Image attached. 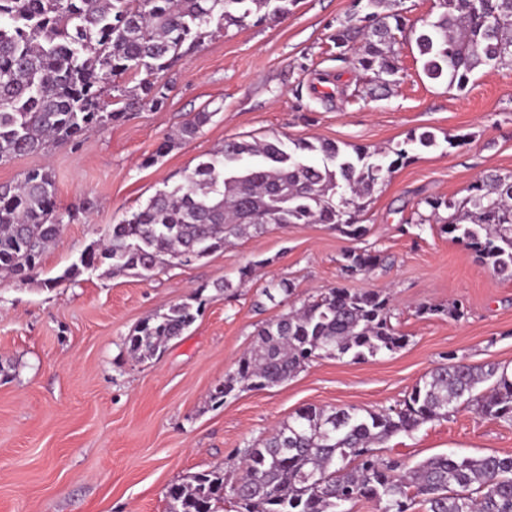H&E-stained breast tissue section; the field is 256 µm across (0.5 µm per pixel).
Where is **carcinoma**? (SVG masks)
I'll list each match as a JSON object with an SVG mask.
<instances>
[{
    "label": "carcinoma",
    "mask_w": 512,
    "mask_h": 512,
    "mask_svg": "<svg viewBox=\"0 0 512 512\" xmlns=\"http://www.w3.org/2000/svg\"><path fill=\"white\" fill-rule=\"evenodd\" d=\"M297 0H0V161L77 142L87 132L144 106L158 109L166 85L158 75L183 60L211 23L243 26L254 16L285 14ZM405 32L389 0H354L332 41L355 67L372 72L375 87L398 82L394 46ZM425 76L463 90L479 68L512 66V0H434L432 13L410 28ZM145 73L133 87L112 84ZM211 118L196 112L168 139L187 141ZM320 154L327 164L309 161ZM370 163L364 147L345 153L325 140H227L199 163L185 183L160 190L147 204L80 256L55 284L79 267L109 264L112 273L150 277L164 266L189 265L270 224H330L358 240L375 186L403 159ZM55 181L46 169L0 184V274L30 281L43 252L61 240L65 214L56 208ZM423 204L439 232L472 250L495 272L512 277V174L489 173L461 199L430 197ZM446 210L442 217L440 210ZM350 272H370L382 258L353 248ZM293 285L270 281L269 300ZM190 303L146 321L128 337L143 361L195 321ZM257 344L235 374L216 387L224 399L238 384L263 390L293 377L309 361L350 354L355 360L402 345L390 321V298L378 292L329 288L296 311L265 322ZM512 425V373L505 367L443 363L400 404L379 411L305 407L258 446L244 450L242 472L195 474L168 492L169 512H350L375 500L381 512H512V454H438L414 467L373 454L369 446L446 418L459 407Z\"/></svg>",
    "instance_id": "obj_1"
}]
</instances>
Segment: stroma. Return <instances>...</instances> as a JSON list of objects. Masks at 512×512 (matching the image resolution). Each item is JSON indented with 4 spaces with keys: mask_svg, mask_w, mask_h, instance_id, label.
Wrapping results in <instances>:
<instances>
[{
    "mask_svg": "<svg viewBox=\"0 0 512 512\" xmlns=\"http://www.w3.org/2000/svg\"><path fill=\"white\" fill-rule=\"evenodd\" d=\"M352 0H298L286 14L213 30L161 74L167 99L78 144L0 162V183L33 169L55 178L60 212L73 216L31 282L0 277V512H168L172 485L239 466L244 448L306 406L380 410L401 403L448 358L512 369V279L418 224L427 197L461 199L485 174L512 173V66L478 71L465 90L428 79L412 38L396 46L399 81L367 94L370 76L332 41ZM212 119L191 141L159 146L195 112ZM433 132L436 143H409ZM314 138L340 149L407 148L375 188L354 241L328 224L269 227L187 266L150 278L83 269L50 286L107 229L157 191L181 184L225 140ZM380 254L369 273H349L351 247ZM249 277H240L243 267ZM228 279L232 287L217 290ZM294 284L281 301L268 282ZM344 287L391 299L401 348L363 360L313 361L264 390L212 394L250 352L262 323L309 296ZM201 298L182 336L139 362L125 340L146 319ZM462 304L454 316L447 308ZM438 314H428V307ZM382 457L512 454V426L470 408L375 444Z\"/></svg>",
    "mask_w": 512,
    "mask_h": 512,
    "instance_id": "obj_1",
    "label": "stroma"
}]
</instances>
